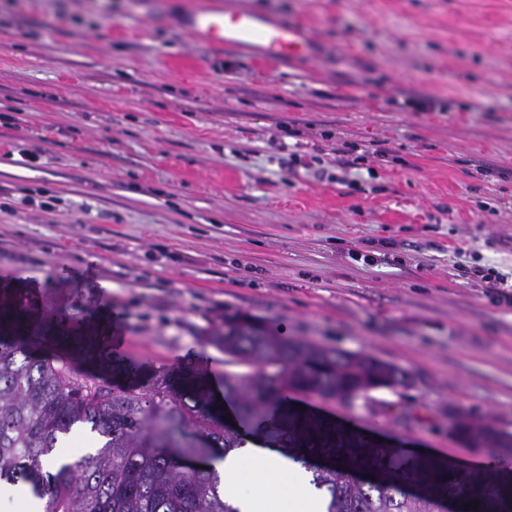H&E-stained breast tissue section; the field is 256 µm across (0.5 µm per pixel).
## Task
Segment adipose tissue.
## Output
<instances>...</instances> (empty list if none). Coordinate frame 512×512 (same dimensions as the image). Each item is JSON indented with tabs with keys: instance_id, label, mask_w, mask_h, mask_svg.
Listing matches in <instances>:
<instances>
[{
	"instance_id": "1",
	"label": "adipose tissue",
	"mask_w": 512,
	"mask_h": 512,
	"mask_svg": "<svg viewBox=\"0 0 512 512\" xmlns=\"http://www.w3.org/2000/svg\"><path fill=\"white\" fill-rule=\"evenodd\" d=\"M252 458L261 477V488L252 493L239 491L235 487V477L241 461L237 451L220 455L215 466L224 477V491L240 512H261V489L276 487L281 480L289 482V512H306L305 507L316 501L317 496L310 483L311 474L303 463L288 459L280 450L263 446L261 442L249 444L248 454Z\"/></svg>"
}]
</instances>
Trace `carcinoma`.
<instances>
[{
  "label": "carcinoma",
  "mask_w": 512,
  "mask_h": 512,
  "mask_svg": "<svg viewBox=\"0 0 512 512\" xmlns=\"http://www.w3.org/2000/svg\"><path fill=\"white\" fill-rule=\"evenodd\" d=\"M0 317L16 330L0 334V480L31 483L36 496L47 498L46 512H238L225 501L213 468L187 470L181 461L206 462L258 435L305 464L325 512H448V501L461 495L479 502L469 512H512L511 466L487 474L446 459L407 456L332 420L287 409L279 398L287 389L346 400L397 382V369L372 357L224 319V354L252 368L224 375L233 427L197 368L158 370L151 383L117 391L84 368L96 361L112 368L94 338L69 335L54 318L24 316L1 294ZM78 424L90 426L101 446L48 470V456ZM459 430L512 451V438L489 428ZM323 456L336 458V467L313 463ZM366 467L377 469L376 481L359 480ZM412 484L425 486L426 496L410 497Z\"/></svg>",
  "instance_id": "carcinoma-1"
}]
</instances>
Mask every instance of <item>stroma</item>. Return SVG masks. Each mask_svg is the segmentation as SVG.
Returning a JSON list of instances; mask_svg holds the SVG:
<instances>
[{"mask_svg":"<svg viewBox=\"0 0 512 512\" xmlns=\"http://www.w3.org/2000/svg\"><path fill=\"white\" fill-rule=\"evenodd\" d=\"M223 3L0 0V289L125 386L236 372L235 315L371 356L401 383L292 402L498 468L455 426L512 435V301L461 274L512 282V0H249L321 44L278 67L174 23ZM466 277L473 282L491 284L493 288H512L507 278L493 267L472 266L465 268Z\"/></svg>","mask_w":512,"mask_h":512,"instance_id":"obj_1","label":"stroma"}]
</instances>
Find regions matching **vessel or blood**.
<instances>
[{"label": "vessel or blood", "mask_w": 512, "mask_h": 512, "mask_svg": "<svg viewBox=\"0 0 512 512\" xmlns=\"http://www.w3.org/2000/svg\"><path fill=\"white\" fill-rule=\"evenodd\" d=\"M179 26L197 41L274 64L318 56L317 44L304 25L242 6L195 11L182 16Z\"/></svg>", "instance_id": "b4317fda"}]
</instances>
